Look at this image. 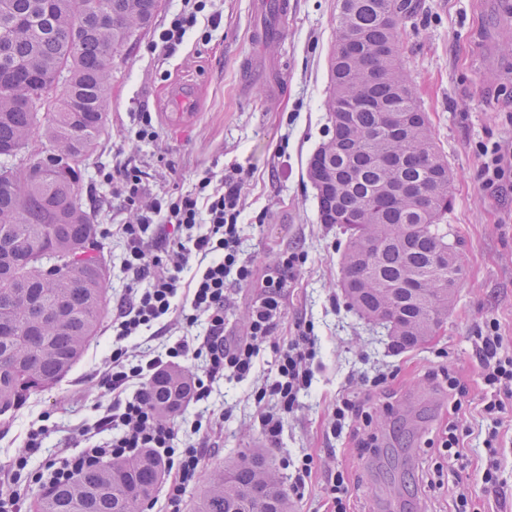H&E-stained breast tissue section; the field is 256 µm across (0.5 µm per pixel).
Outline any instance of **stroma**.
I'll return each instance as SVG.
<instances>
[{
  "label": "stroma",
  "instance_id": "obj_1",
  "mask_svg": "<svg viewBox=\"0 0 512 512\" xmlns=\"http://www.w3.org/2000/svg\"><path fill=\"white\" fill-rule=\"evenodd\" d=\"M254 0H216L224 22L210 41L189 36L172 54L155 49L157 25L181 7L163 0L155 27L112 58V96L106 131L81 174L79 196L101 226L125 221L129 207L98 185L95 172L123 158L142 166L149 185L187 189L197 171L243 168L245 245L259 262L296 248L308 260L285 290L279 335L294 332L300 318L312 320L321 338V367L303 408L291 417L282 446H268L249 426L245 387L227 383L215 403L236 405L220 447L208 449L203 471L241 453L266 451L273 466L286 454H312L315 468L303 496L291 497V512H333L327 488L334 471L349 480L350 512H454L456 482L466 478L470 512H512V409L498 427L497 483L485 487L489 460L481 414L486 390L480 380L475 338L496 322L512 352V193L486 185L480 145L512 144V0H415L403 21L400 59L411 79L432 135L448 163L454 204L446 222L459 240L464 278L445 320L444 333L429 345L395 351L389 337L350 309L341 286L342 236L318 219L316 191L307 164L327 139L330 126L328 58L336 40V0H288L282 38L252 46ZM190 84L196 117L187 129L166 120L169 92ZM152 112L161 138L138 147L127 140L131 114ZM100 332L80 361L56 386L31 394L0 416V468L21 450L29 423L47 417L55 431L47 448L65 444L82 420L95 418L100 396L90 373L108 351ZM389 366L392 379L372 393L371 428L376 452L354 437L327 434L328 414L349 389L350 372ZM448 369L466 385L461 409H452L431 373ZM460 426L467 468L449 467L439 441L447 421Z\"/></svg>",
  "mask_w": 512,
  "mask_h": 512
}]
</instances>
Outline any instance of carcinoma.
I'll return each mask as SVG.
<instances>
[{
    "mask_svg": "<svg viewBox=\"0 0 512 512\" xmlns=\"http://www.w3.org/2000/svg\"><path fill=\"white\" fill-rule=\"evenodd\" d=\"M107 22H77L86 0H0V415L58 384L97 336L108 305L96 216L78 198L82 167L106 130L112 89L108 56L148 29L160 0H110ZM411 0H337L329 59L331 127L308 164L320 221L345 236L341 283L350 306L377 322L400 349L416 347L448 315V289L462 265L444 220L450 175L410 78L400 64L395 20ZM360 47L351 60L345 42ZM58 88L48 119L36 107ZM402 111L394 133L378 105ZM48 156L32 178L22 167L35 133ZM399 156L398 167L381 160ZM421 185L416 201L402 194ZM448 252V267L432 257ZM414 281L410 293L403 284ZM152 400L168 411L187 398L185 378L162 371ZM164 466L146 454L113 460L37 495L34 512H142ZM194 512H290L289 495L266 457L215 470Z\"/></svg>",
    "mask_w": 512,
    "mask_h": 512,
    "instance_id": "1",
    "label": "carcinoma"
}]
</instances>
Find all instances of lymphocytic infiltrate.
Here are the masks:
<instances>
[{
    "instance_id": "lymphocytic-infiltrate-1",
    "label": "lymphocytic infiltrate",
    "mask_w": 512,
    "mask_h": 512,
    "mask_svg": "<svg viewBox=\"0 0 512 512\" xmlns=\"http://www.w3.org/2000/svg\"><path fill=\"white\" fill-rule=\"evenodd\" d=\"M222 21L213 0H182L181 9L160 27L158 43L169 52L194 32L210 40ZM99 178L131 207L129 217L112 227L123 243L125 279L109 324L112 350L94 372L104 399L95 406L97 418L79 430L81 446L57 449L35 468L31 456L50 431L30 424L24 452L0 471V512H21L30 493L69 482L105 461L146 453L163 463L168 509L179 512L183 494L198 480L206 449L219 447L224 424L235 412L231 405L210 409L217 386L250 384V426L274 447L281 445L289 417L312 386L319 353L314 323H297L285 339L276 335L284 317V290L307 257L286 251L261 266L246 254L243 168L227 174L202 169L183 192L148 191L144 171L128 162L101 170ZM249 284L261 294L248 311L243 333H230L231 296ZM268 348L274 360L261 376L257 368ZM478 354L481 379L492 391L482 411L495 424L505 398H512V354L504 350L496 324L488 325ZM179 368L191 385V403L203 408L191 419L160 410L150 395L157 373ZM358 421L368 429L365 447H373L377 436L369 429L371 418L355 392H346L331 407L332 437L341 438Z\"/></svg>"
}]
</instances>
